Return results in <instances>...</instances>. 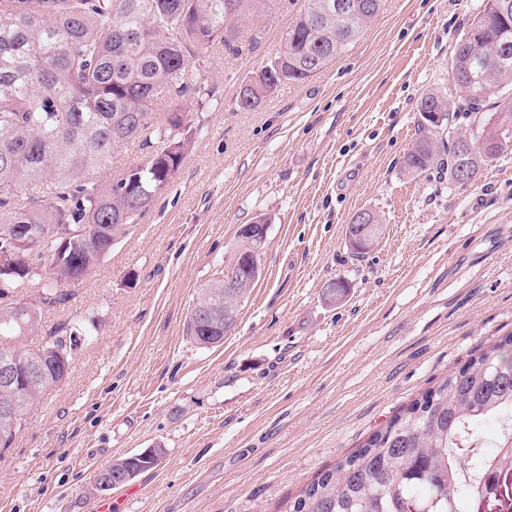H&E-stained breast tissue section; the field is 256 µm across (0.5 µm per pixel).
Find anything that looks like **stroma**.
Here are the masks:
<instances>
[{"label": "stroma", "instance_id": "35a3bbf8", "mask_svg": "<svg viewBox=\"0 0 512 512\" xmlns=\"http://www.w3.org/2000/svg\"><path fill=\"white\" fill-rule=\"evenodd\" d=\"M485 5L387 0L323 72L250 111L240 87L302 0L266 19L258 48L218 44L197 61L220 103H182L195 135L170 186L19 341L87 329L67 380L0 453V512H90L96 472L150 448L164 454L132 479L143 493L109 491L115 512H283L512 332V149L467 186L401 170L421 97H460L449 48ZM361 209L382 229L356 256L346 226ZM260 215L262 276L223 345L198 347L186 317Z\"/></svg>", "mask_w": 512, "mask_h": 512}]
</instances>
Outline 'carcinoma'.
<instances>
[{"label":"carcinoma","instance_id":"carcinoma-1","mask_svg":"<svg viewBox=\"0 0 512 512\" xmlns=\"http://www.w3.org/2000/svg\"><path fill=\"white\" fill-rule=\"evenodd\" d=\"M304 0L281 36L280 49L240 88L238 106L256 108L285 83H304L322 72L380 14L384 0ZM280 0H0V359L20 367L40 362L34 381L20 377L0 386V452L10 448L40 399L60 386L66 362L85 335L83 327L53 336L35 352L8 341L29 336L41 312L13 297L42 268L50 276L41 301L54 306L112 251L174 179L189 146L185 113L157 115L162 102L211 95L193 62L214 44L240 52V25L250 24V48L263 39V20ZM463 37L451 46L452 77L463 99L424 95L417 108L418 138L404 155L403 172L448 171L480 164L512 148V0H487ZM482 123L481 141L457 132V120ZM136 144L137 164L106 181L112 151ZM248 284L224 296V270L199 289L186 335L202 348L224 344V323L197 316L211 305L239 314ZM501 423L492 450L481 428ZM163 449L108 464L138 475L159 462ZM512 476V333L471 358L459 371L405 406L354 454L321 470L284 512H470Z\"/></svg>","mask_w":512,"mask_h":512}]
</instances>
